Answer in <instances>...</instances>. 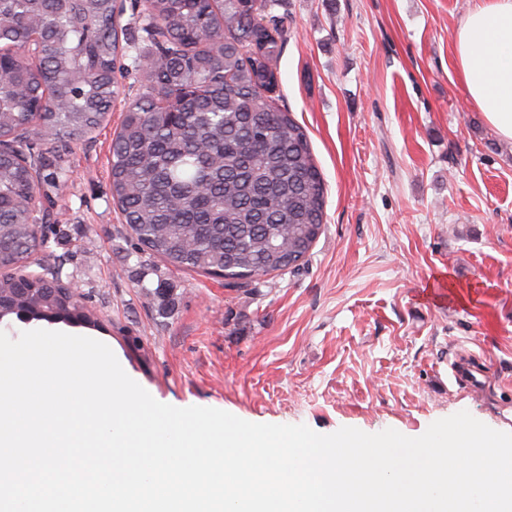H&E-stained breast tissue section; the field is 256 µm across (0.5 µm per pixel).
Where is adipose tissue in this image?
Segmentation results:
<instances>
[{
  "label": "adipose tissue",
  "mask_w": 512,
  "mask_h": 512,
  "mask_svg": "<svg viewBox=\"0 0 512 512\" xmlns=\"http://www.w3.org/2000/svg\"><path fill=\"white\" fill-rule=\"evenodd\" d=\"M452 53L469 98L512 140V0H478L457 26Z\"/></svg>",
  "instance_id": "adipose-tissue-1"
}]
</instances>
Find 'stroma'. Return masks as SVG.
<instances>
[{
	"mask_svg": "<svg viewBox=\"0 0 512 512\" xmlns=\"http://www.w3.org/2000/svg\"><path fill=\"white\" fill-rule=\"evenodd\" d=\"M474 0H276L279 106L305 128L325 186L306 261L245 285L169 271L121 231L110 145L141 92V0H117L133 46L107 121L35 141L70 170L41 185L43 265L89 296L96 335L157 401L243 420L392 428L413 437L468 411L512 433V141L469 100L452 44ZM167 282L173 304L152 293ZM476 363L485 393L457 386ZM449 368L455 382L465 385L471 391L479 389L484 384V374L468 362L457 359Z\"/></svg>",
	"mask_w": 512,
	"mask_h": 512,
	"instance_id": "1",
	"label": "stroma"
}]
</instances>
